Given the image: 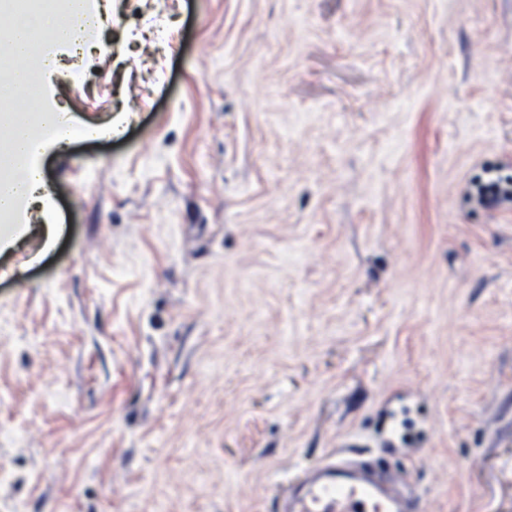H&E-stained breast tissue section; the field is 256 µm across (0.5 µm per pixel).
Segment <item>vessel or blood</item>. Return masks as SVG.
<instances>
[{"mask_svg":"<svg viewBox=\"0 0 512 512\" xmlns=\"http://www.w3.org/2000/svg\"><path fill=\"white\" fill-rule=\"evenodd\" d=\"M280 512H415L365 458L329 456L280 503Z\"/></svg>","mask_w":512,"mask_h":512,"instance_id":"vessel-or-blood-1","label":"vessel or blood"}]
</instances>
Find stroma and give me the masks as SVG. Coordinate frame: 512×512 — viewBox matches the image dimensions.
<instances>
[{
    "label": "stroma",
    "instance_id": "35a3bbf8",
    "mask_svg": "<svg viewBox=\"0 0 512 512\" xmlns=\"http://www.w3.org/2000/svg\"><path fill=\"white\" fill-rule=\"evenodd\" d=\"M81 66L0 252V512H276L337 451L512 512V207L463 196L512 0H102Z\"/></svg>",
    "mask_w": 512,
    "mask_h": 512
}]
</instances>
